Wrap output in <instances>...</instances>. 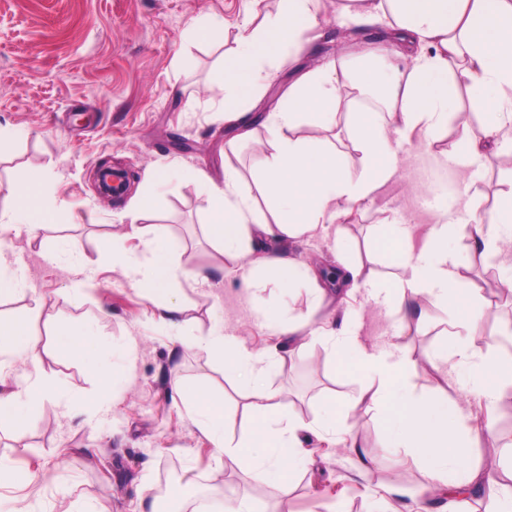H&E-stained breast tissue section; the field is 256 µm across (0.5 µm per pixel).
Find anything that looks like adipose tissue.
Segmentation results:
<instances>
[{
	"instance_id": "adipose-tissue-1",
	"label": "adipose tissue",
	"mask_w": 512,
	"mask_h": 512,
	"mask_svg": "<svg viewBox=\"0 0 512 512\" xmlns=\"http://www.w3.org/2000/svg\"><path fill=\"white\" fill-rule=\"evenodd\" d=\"M336 19L351 38L343 54L326 61L317 58L321 10L315 0H280L277 12L261 24L247 22L240 29L238 47L224 63L220 110L228 144L252 142L260 126L269 135L270 150L258 157L251 187L232 168L225 169L220 184L205 171L196 172L194 181L211 203L204 233L224 256L246 266L248 293L297 286L310 291L307 315L290 308L274 316L261 310L258 319L271 335L299 349L312 340L356 350L364 380L358 403L377 409L384 446L404 449L428 480L419 490L390 487V494L418 499L437 491L447 499L446 512H453L452 500L459 492L474 494L484 486L477 433L449 394L415 391L410 375L416 363L398 346L359 347L350 330L351 315L338 322L318 319L327 296L323 274L317 266L298 262L291 246L370 203L398 172L403 147L414 136L431 141L446 130L460 110L459 81H466L471 108L481 116V133L461 139L455 158L466 167L488 165L504 144L512 143V0H346L337 7ZM286 54L309 61L308 71L289 87L275 111L255 113L259 89ZM351 59H372L376 65L353 78L346 70ZM341 121L360 153L359 162L329 139L301 132L306 125L327 130ZM12 194L17 203L0 212V226L21 224L36 234L50 216L51 203L33 181L14 187ZM468 229L475 253L484 259L496 254L498 241H512V191L499 196L488 221L473 219ZM459 230L456 224H433L417 249L411 225L394 220L384 226L379 241L395 268L388 303L402 326L423 320L413 303L425 299L449 309L455 328L468 335L476 332L482 301L468 288L449 246ZM141 235L140 253H116L112 261L161 320L173 323L183 311L178 287L182 272L158 235L146 228ZM103 334L104 326L96 320L57 326L52 332L56 351L71 358L81 357L87 342ZM190 344L222 364L225 379L248 398L242 418L246 432L234 441L224 431L223 401L202 386L184 395L181 381L173 383L190 419L217 452L242 470L284 484L293 467L309 456L302 433L342 436L338 422L345 404L328 403L309 422L281 414L278 393L268 383L277 357L249 350L221 333L192 338ZM434 356L470 365L471 394L483 401L487 415L495 414L503 386L512 383V358L479 356L463 343L454 352L440 349ZM19 361L34 366L35 372L13 385L7 370ZM40 362L29 323L0 321L1 420L27 425L29 409L56 399V383L38 373Z\"/></svg>"
}]
</instances>
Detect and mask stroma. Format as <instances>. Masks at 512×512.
<instances>
[{
	"label": "stroma",
	"instance_id": "obj_1",
	"mask_svg": "<svg viewBox=\"0 0 512 512\" xmlns=\"http://www.w3.org/2000/svg\"><path fill=\"white\" fill-rule=\"evenodd\" d=\"M277 7L278 0H0V124L18 132L0 145V210L12 205L15 184L33 178L54 207L38 238L22 227L0 234V255L27 280L25 290L0 301V315L28 317L44 372L72 402L67 410L52 403L31 409L21 433L0 424V456L12 459L17 470L0 484V507L7 512H75L85 500L99 512H142L167 465L178 469L188 494L207 493L205 512H219L225 497L242 494L257 512H278L284 502L292 512H382L383 488L424 485L413 464L383 447L374 411L357 404L361 377L353 358H333L320 341L295 353L279 348L261 327L255 302L241 291L239 261L222 255L203 233L210 199L191 182V172L203 169L219 180L230 165L250 177L258 151L268 146L260 128L255 142L228 147L224 116L217 111L224 98L220 68L247 18H263ZM201 16L223 21V41L189 36V24ZM479 126L477 114L462 111L437 140L406 146L397 176L372 204L294 244L293 252L303 260L320 257L331 268L342 241L366 272L386 282L393 268L375 237L387 221L399 216L412 224L419 247L439 215L456 220L463 192L486 212L512 189V147H503L486 168L452 163L456 143L478 134ZM102 164L129 173L130 187L121 198L97 192L95 172ZM150 191L155 206L143 224L158 227L180 267L203 268L209 275L202 286L190 278L180 281L193 334L220 331L250 350L276 351L281 363L268 382L292 415L310 421L329 399L355 401L340 428L357 434L371 459L367 468L357 467L349 449L335 440L315 439L313 455L284 492L216 454L174 395L172 380L223 390L234 431L240 428L243 393L203 352L188 348L178 330L162 325L112 266L113 249L140 250L128 206ZM455 248L470 287L487 301L481 328L468 345L486 356L512 355V300L500 297L501 258L475 255L464 233ZM89 269L96 273L92 286L73 293L72 284ZM349 304L359 312L356 331L363 346L397 341L417 363L411 377L417 391H447L463 417L484 426V411L463 386L461 372L427 360L437 347L455 342L448 311L426 304L425 320L402 330L383 299L366 290L354 292ZM100 314L107 334L88 343L82 360L54 350L46 316L67 323ZM129 345L134 361L128 365L121 356ZM93 364L115 368L112 408L101 410L94 402ZM494 433L495 443L481 453L491 487L512 488V394L498 405ZM28 468L41 469L43 480L27 484Z\"/></svg>",
	"mask_w": 512,
	"mask_h": 512
}]
</instances>
